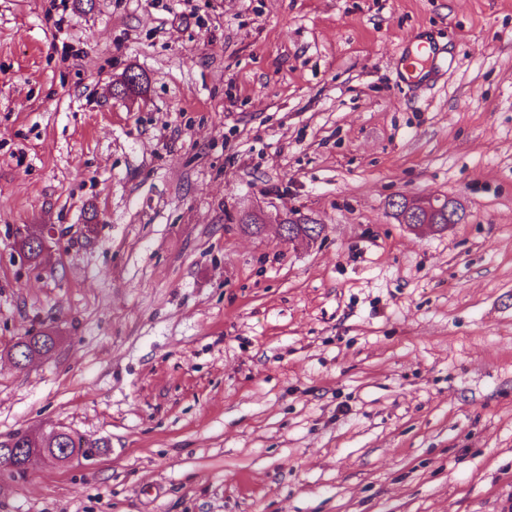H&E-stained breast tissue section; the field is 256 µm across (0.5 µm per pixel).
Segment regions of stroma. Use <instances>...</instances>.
Masks as SVG:
<instances>
[{
    "label": "stroma",
    "mask_w": 512,
    "mask_h": 512,
    "mask_svg": "<svg viewBox=\"0 0 512 512\" xmlns=\"http://www.w3.org/2000/svg\"><path fill=\"white\" fill-rule=\"evenodd\" d=\"M56 425L0 512H512V0H0V435ZM439 50L428 38L419 37L408 41L397 62V75L402 82H414L424 69L438 75L441 67L438 65ZM392 205L398 208L399 211H403L407 221L409 223L412 222L410 225L415 228L426 226L436 229L435 224H429L427 220L422 224L416 222H418L419 219L423 220L424 214L428 217L431 213L443 208L442 204L440 205V203H437L435 199L432 198H424L414 202H407L405 200L402 202L397 201L393 202ZM53 346L54 340L47 331H40L36 334H27L15 345V347H18L16 357L25 361L29 356L40 354L42 351L47 352Z\"/></svg>",
    "instance_id": "obj_1"
}]
</instances>
